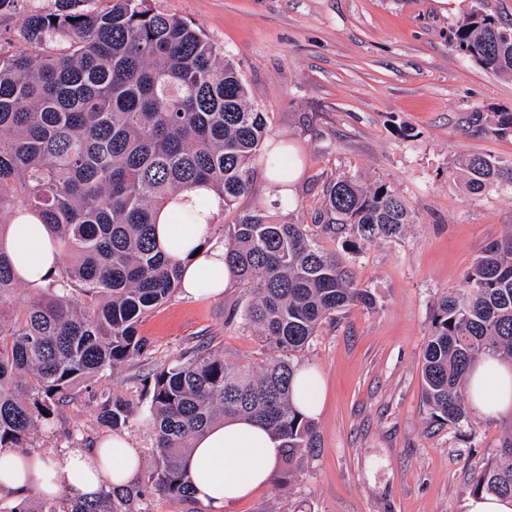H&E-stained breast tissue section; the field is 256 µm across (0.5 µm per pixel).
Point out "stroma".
Segmentation results:
<instances>
[{
	"mask_svg": "<svg viewBox=\"0 0 512 512\" xmlns=\"http://www.w3.org/2000/svg\"><path fill=\"white\" fill-rule=\"evenodd\" d=\"M158 11L199 25L223 47L267 112L270 136L288 147L297 175L279 222L309 224L328 181L387 183L406 200L411 224L358 255L321 238L351 266L373 306L324 322L299 365L319 369L326 404L313 424L316 447L277 470L271 485L224 512H465L467 485L512 434V411H471L456 427L434 422L421 400L422 351L436 299L458 287L480 250L512 228V188L467 191L455 172L466 155L512 162V136L468 126L466 116L512 111V76L496 75L448 42L450 26L479 8L512 20V0H150ZM231 284L217 298L176 293L143 319L146 347L117 372L80 386L61 416L39 426L35 452L93 447L111 429L100 394L136 410L123 433L142 466L119 512H212L175 505L148 483L151 432L141 411L145 377L199 344L232 362L269 353L254 330L228 321L242 296Z\"/></svg>",
	"mask_w": 512,
	"mask_h": 512,
	"instance_id": "stroma-1",
	"label": "stroma"
}]
</instances>
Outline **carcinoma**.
<instances>
[{
    "label": "carcinoma",
    "mask_w": 512,
    "mask_h": 512,
    "mask_svg": "<svg viewBox=\"0 0 512 512\" xmlns=\"http://www.w3.org/2000/svg\"><path fill=\"white\" fill-rule=\"evenodd\" d=\"M88 2L55 0L52 11L25 13L23 49L0 38V218L35 217L69 257L48 287L21 303L0 248V449L25 451L75 386L143 351V318L181 288L179 267L156 243L161 208L203 186L231 210L252 192L257 159L283 171L280 152L262 150L267 113L198 26L148 0H106L102 9ZM448 40L483 69L512 76V22L472 11ZM469 122L512 133V112H476ZM460 176L470 190L511 185L512 163L469 155ZM409 223L394 190L351 177L329 181L314 214L317 231L351 254L401 236ZM224 262L245 292L228 321L256 329L274 355L256 366L203 346L148 374V482L174 505L191 498L182 459L193 439L226 418L265 424L290 464L316 447L312 422L292 401L296 353L325 320L373 303L309 225L280 224L265 208L224 225ZM489 353L512 361V232L488 242L462 286L434 306L422 363V401L434 421L455 427L468 419V373ZM133 414L114 395L100 420L114 429ZM500 455L471 478L470 494L512 496V436ZM0 512L118 510L104 491L26 498Z\"/></svg>",
    "instance_id": "carcinoma-1"
}]
</instances>
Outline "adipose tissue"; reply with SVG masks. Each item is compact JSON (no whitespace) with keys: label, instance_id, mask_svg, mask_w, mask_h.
Returning a JSON list of instances; mask_svg holds the SVG:
<instances>
[{"label":"adipose tissue","instance_id":"ef3b65f1","mask_svg":"<svg viewBox=\"0 0 512 512\" xmlns=\"http://www.w3.org/2000/svg\"><path fill=\"white\" fill-rule=\"evenodd\" d=\"M178 206H165L158 214L159 244L181 270L182 286L193 298L217 297L233 280L224 263L223 243L212 239L211 222L223 202L209 190L186 191ZM198 210L194 223L177 224L174 209ZM54 238L48 225L13 224L5 247L17 278L27 288L46 287L58 266ZM471 404L478 412L494 416L512 409V366L496 355L482 357L467 383ZM293 402L307 416H317L324 405V380L312 367L300 368L293 387ZM282 442L264 426L232 419L211 428L197 439L185 467L194 498L222 512L224 505L250 497L268 487L282 458ZM141 465L133 441L115 433L94 448H66L50 456L25 460L23 453H0V489L27 491L41 499H56L75 491L92 498L109 487L131 482Z\"/></svg>","mask_w":512,"mask_h":512}]
</instances>
